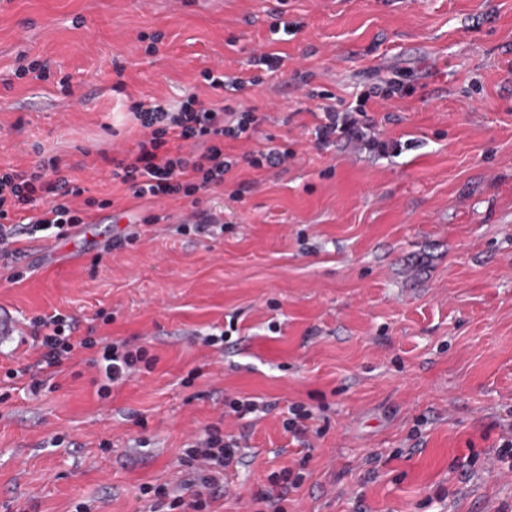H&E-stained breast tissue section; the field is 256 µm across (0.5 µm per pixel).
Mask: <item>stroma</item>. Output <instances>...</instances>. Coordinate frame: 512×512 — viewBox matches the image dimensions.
Masks as SVG:
<instances>
[{"instance_id":"35a3bbf8","label":"stroma","mask_w":512,"mask_h":512,"mask_svg":"<svg viewBox=\"0 0 512 512\" xmlns=\"http://www.w3.org/2000/svg\"><path fill=\"white\" fill-rule=\"evenodd\" d=\"M281 14L300 29L274 43ZM253 50L288 67L241 92L265 120L250 146L225 141L236 166L200 196L224 231L179 234L188 199L133 198L103 156L138 140L134 104L219 102L201 71L246 69ZM32 61L48 79L16 78ZM392 78L403 95L373 96ZM310 91L368 98L327 149ZM271 140L293 150L286 166L243 161ZM48 157L110 205L0 258L16 325L0 340V512H141L139 486L176 485L184 446L216 422L248 441L214 508L252 512L301 460L282 426L297 404L311 451L284 512L512 507L494 460L512 432V0H0V169ZM57 312L153 367L102 400L84 352L31 396L5 372L30 361L33 318ZM217 328L223 347L202 345ZM238 397L272 408L224 416Z\"/></svg>"}]
</instances>
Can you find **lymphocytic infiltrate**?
<instances>
[{
  "label": "lymphocytic infiltrate",
  "mask_w": 512,
  "mask_h": 512,
  "mask_svg": "<svg viewBox=\"0 0 512 512\" xmlns=\"http://www.w3.org/2000/svg\"><path fill=\"white\" fill-rule=\"evenodd\" d=\"M254 75L225 73L213 68L202 71L203 81L222 90L224 102L204 105L196 94H188L178 108L160 102L138 104L132 109L140 126L134 148L113 159L112 179L125 186L133 197L162 199L196 196L223 187L232 161L224 156L225 140L251 141L262 123L255 107L238 99L246 86L261 83L262 72H276L285 58L273 52H255L249 59ZM83 189L64 173L58 158L36 162L32 167L0 171V246L16 244L19 236L49 233L61 240L88 218L93 200L83 208H74L73 198L82 197ZM26 211L27 222H9L12 212ZM32 348L35 357L19 369L9 370L8 378L30 377L29 391L39 394L45 381L58 375L77 353L90 352V362L97 369L100 397H110L114 388L134 377L142 354L129 350L126 342L106 336L92 339L77 336L76 318L58 313L38 317L33 322ZM241 443L234 436L223 435L219 426H208L186 444L179 465L186 474L179 489L142 486L154 499L148 512H202L221 495L224 473L236 465Z\"/></svg>",
  "instance_id": "1"
}]
</instances>
